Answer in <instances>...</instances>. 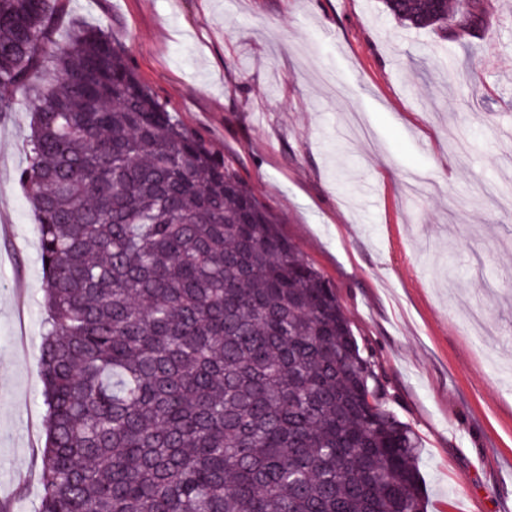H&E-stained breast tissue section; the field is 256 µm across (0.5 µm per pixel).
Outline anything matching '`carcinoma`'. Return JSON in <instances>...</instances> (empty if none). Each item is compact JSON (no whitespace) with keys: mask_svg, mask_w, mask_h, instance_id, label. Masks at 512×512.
Wrapping results in <instances>:
<instances>
[{"mask_svg":"<svg viewBox=\"0 0 512 512\" xmlns=\"http://www.w3.org/2000/svg\"><path fill=\"white\" fill-rule=\"evenodd\" d=\"M69 0H0V87L33 110L18 173L48 318L38 512H423L333 286L236 171ZM413 28L480 0H385Z\"/></svg>","mask_w":512,"mask_h":512,"instance_id":"carcinoma-1","label":"carcinoma"}]
</instances>
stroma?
<instances>
[{"label":"stroma","mask_w":512,"mask_h":512,"mask_svg":"<svg viewBox=\"0 0 512 512\" xmlns=\"http://www.w3.org/2000/svg\"><path fill=\"white\" fill-rule=\"evenodd\" d=\"M408 29L382 0H70L336 289L420 442L424 512H512V0ZM0 120V502L36 512L37 217Z\"/></svg>","instance_id":"obj_1"}]
</instances>
